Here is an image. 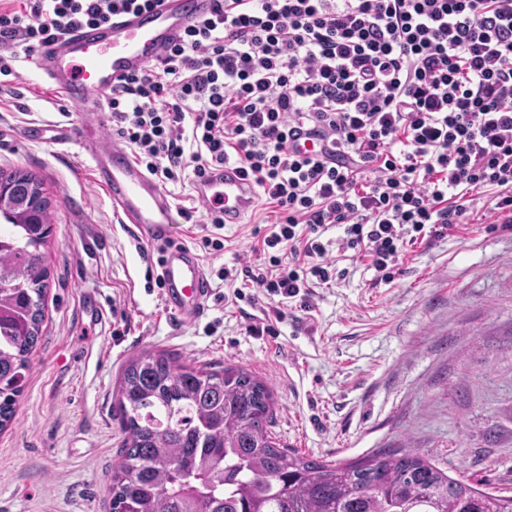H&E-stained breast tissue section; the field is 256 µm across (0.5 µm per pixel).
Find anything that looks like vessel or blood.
Returning a JSON list of instances; mask_svg holds the SVG:
<instances>
[{
	"instance_id": "b4317fda",
	"label": "vessel or blood",
	"mask_w": 512,
	"mask_h": 512,
	"mask_svg": "<svg viewBox=\"0 0 512 512\" xmlns=\"http://www.w3.org/2000/svg\"><path fill=\"white\" fill-rule=\"evenodd\" d=\"M212 0H159L152 9L100 26L71 32L30 52L26 60L42 71L54 91L80 107L79 119L64 129L92 161V179L103 189L121 223L144 242L163 243V300L180 321L199 319L208 307L209 283L188 247L173 243L182 220L172 196L134 161L120 141L103 144L107 103L126 77L164 57L172 43L211 10ZM197 196L225 223L241 224L255 204L256 189L235 164L227 163L195 186Z\"/></svg>"
}]
</instances>
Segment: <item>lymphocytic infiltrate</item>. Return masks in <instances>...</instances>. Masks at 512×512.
I'll use <instances>...</instances> for the list:
<instances>
[{"label": "lymphocytic infiltrate", "mask_w": 512, "mask_h": 512, "mask_svg": "<svg viewBox=\"0 0 512 512\" xmlns=\"http://www.w3.org/2000/svg\"><path fill=\"white\" fill-rule=\"evenodd\" d=\"M156 2L0 0V45L27 52ZM109 107L161 184L236 161L275 218L260 263L221 275L270 297L333 278V226L386 279L411 246L512 226V0H213ZM304 132L314 153L292 146Z\"/></svg>", "instance_id": "1"}]
</instances>
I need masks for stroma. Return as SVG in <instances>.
I'll use <instances>...</instances> for the list:
<instances>
[{
	"mask_svg": "<svg viewBox=\"0 0 512 512\" xmlns=\"http://www.w3.org/2000/svg\"><path fill=\"white\" fill-rule=\"evenodd\" d=\"M6 84L0 173L21 169L40 181L52 232L41 249L40 341L0 431V512H110L124 439L116 387L145 350L266 381L272 433L307 459L412 449L455 480L512 495V230L472 224L416 245L388 280L369 259L342 252L341 276L308 300L271 298L218 275L252 258L253 231L271 218L259 200L241 224L177 225L176 242L198 251L211 290L206 314L182 323L162 300L158 247L120 223L89 178V157L25 137L34 126L67 125L78 107L22 58ZM211 233L222 251L200 249ZM261 323L271 332L250 333Z\"/></svg>",
	"mask_w": 512,
	"mask_h": 512,
	"instance_id": "obj_1",
	"label": "stroma"
}]
</instances>
